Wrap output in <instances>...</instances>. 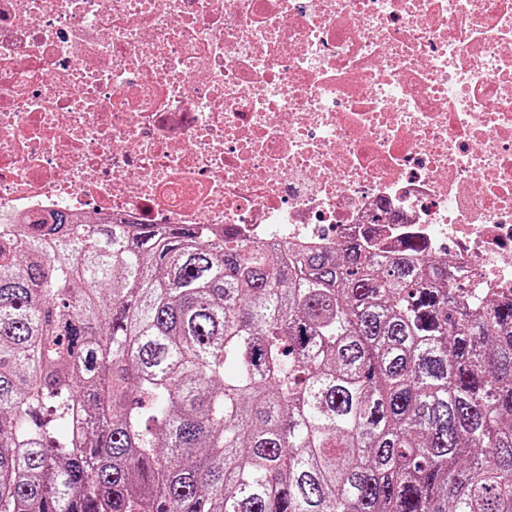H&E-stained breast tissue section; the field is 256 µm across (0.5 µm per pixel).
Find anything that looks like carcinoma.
I'll return each mask as SVG.
<instances>
[{"instance_id": "carcinoma-1", "label": "carcinoma", "mask_w": 512, "mask_h": 512, "mask_svg": "<svg viewBox=\"0 0 512 512\" xmlns=\"http://www.w3.org/2000/svg\"><path fill=\"white\" fill-rule=\"evenodd\" d=\"M0 512H512V300L414 239L16 224Z\"/></svg>"}]
</instances>
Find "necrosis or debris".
<instances>
[{
  "instance_id": "necrosis-or-debris-1",
  "label": "necrosis or debris",
  "mask_w": 512,
  "mask_h": 512,
  "mask_svg": "<svg viewBox=\"0 0 512 512\" xmlns=\"http://www.w3.org/2000/svg\"><path fill=\"white\" fill-rule=\"evenodd\" d=\"M60 208L512 294V0H0V223Z\"/></svg>"
}]
</instances>
